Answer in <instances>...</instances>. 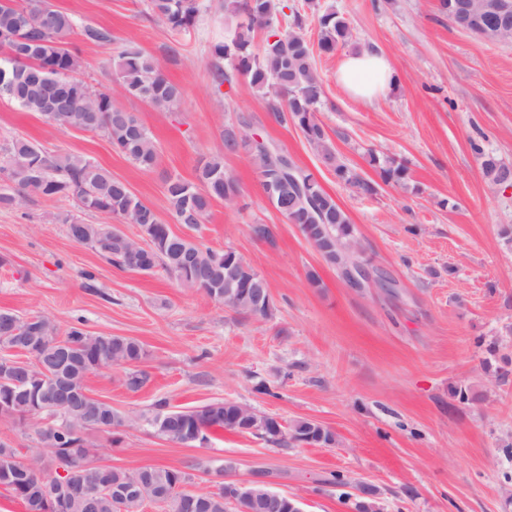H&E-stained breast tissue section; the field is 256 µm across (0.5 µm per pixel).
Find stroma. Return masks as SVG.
<instances>
[{"label":"stroma","mask_w":512,"mask_h":512,"mask_svg":"<svg viewBox=\"0 0 512 512\" xmlns=\"http://www.w3.org/2000/svg\"><path fill=\"white\" fill-rule=\"evenodd\" d=\"M184 34L147 14V0H50L79 25L107 29L108 44L71 37L79 79L112 87L118 55L135 42L179 84V108L160 112L140 100L128 108L158 148L140 169L101 133L63 129L0 101V140L20 135L59 152L97 160L133 193L167 215L168 177L193 180L200 162L220 154L238 181L236 207L215 203L198 235L230 248L269 282L271 316L241 318L164 272L117 269L73 242L61 216L71 201L34 199L0 208V309L48 315L60 329L130 336L146 351L150 378L139 391L115 368L91 375V393L141 415L109 439L91 431L98 459L135 469L161 466L194 474L193 489L214 490L216 471L233 463L237 479L265 482L294 497L302 512H350L357 484L376 487L382 512H512V376L484 369L486 346L512 355V188L489 182L485 156L512 168V42H490L453 27L439 0H318L349 19L353 37L316 54L324 85L318 117L342 161L378 184L359 196L340 182L301 132L277 123L271 98L244 79L216 85L209 50L229 29L219 0ZM318 7V8H319ZM384 53L398 83L376 102L336 81L343 54ZM247 119L263 138L313 173L348 213L365 256L400 283L398 298L347 287L299 228L268 202L245 154L224 152L226 125ZM406 164L405 185L382 183L370 153ZM268 224L272 240L251 225ZM320 287H313L310 274ZM482 392L461 403L457 388ZM233 400L282 423L309 418L334 432L332 446L277 447L260 433L214 429L203 444L177 445L146 423L157 402L169 408ZM343 472L348 485L330 484Z\"/></svg>","instance_id":"stroma-1"}]
</instances>
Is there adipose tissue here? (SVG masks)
<instances>
[{
  "label": "adipose tissue",
  "instance_id": "adipose-tissue-1",
  "mask_svg": "<svg viewBox=\"0 0 512 512\" xmlns=\"http://www.w3.org/2000/svg\"><path fill=\"white\" fill-rule=\"evenodd\" d=\"M336 79L352 96L371 102L396 83L397 71L383 53L352 51L339 61Z\"/></svg>",
  "mask_w": 512,
  "mask_h": 512
}]
</instances>
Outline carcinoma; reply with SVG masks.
I'll return each instance as SVG.
<instances>
[{
  "label": "carcinoma",
  "mask_w": 512,
  "mask_h": 512,
  "mask_svg": "<svg viewBox=\"0 0 512 512\" xmlns=\"http://www.w3.org/2000/svg\"><path fill=\"white\" fill-rule=\"evenodd\" d=\"M490 3L491 0H475L471 4L473 12H482L483 39H512V32L501 31L502 18L488 11ZM148 10L154 20L172 32L181 33L196 22L201 0H149ZM282 12L275 0H224L225 15L242 17L244 21L210 51L216 82L230 84L242 77L257 92L273 98L276 120L298 127L308 145L334 169L340 182L358 195L375 194L376 183L349 168L336 155L317 116L324 87L315 66L314 49L330 54L345 42L351 36L347 18L336 10L327 9L319 14V37L314 47L304 32V16L295 12L284 26L278 19ZM76 27L75 18L53 8L49 0H0V99L65 128L99 132L110 140L115 151L141 169L153 168L158 156L153 135L131 112L116 103V95L142 99L158 110L170 112L181 103L182 89L168 81L158 63L132 41L119 55L112 90H96L75 79L73 73L80 67V57L71 48V36ZM258 29L266 33V40L260 45L254 41ZM81 33L92 44L112 40L109 31L90 25L82 27ZM225 60L230 61L228 70L222 66ZM272 145L274 142L261 137L246 121L224 130V151L248 155L267 198L276 207L281 201L288 204V210L281 215L288 223L298 225L323 261L336 267L343 281H348L347 264L362 266L367 268L363 283L373 284L392 297L398 296V281L363 257L356 229L336 200L293 159L272 156L268 151ZM2 156L19 166V170L8 173L12 184L0 187V206L20 209L35 197L71 198L83 212L121 217L138 225L141 240L125 235L115 224H87L68 216H58L56 220L67 225L75 242L91 247L117 268L132 271L141 256L143 273L160 269L182 287L200 290L245 318L271 316L273 307L258 304L259 292H268L269 283L242 255L174 232L152 205L139 199L127 183L113 177L95 159L82 153H51L22 137L0 144ZM369 163L379 168L384 183H405L408 169L404 163L373 152L369 154ZM484 166L496 183L512 177V171L492 157L485 160ZM165 196L172 219L195 231L214 203L220 201L226 207L236 204L239 185L226 171L224 156L217 155L197 167L194 182L181 177L168 179ZM5 324L13 329L14 335L25 336L29 342L18 344L0 337V373L5 362L15 361L20 355L50 369L57 351L63 348L74 359L67 374L68 385L86 400V411L78 413L76 420L87 423L88 431L109 434L136 424L135 416L94 397L86 381L91 374L120 366L128 370L126 386L132 391L139 390L149 379L148 373L138 369L145 358L141 342L126 336L91 335L78 326L62 333L49 316L22 318L1 309L0 329ZM489 353L499 356L501 365L494 368L487 361L485 370H494L500 380L506 378L512 358L499 354L495 342L489 346ZM51 381L52 376L35 370L19 386L9 388L0 384V415L13 417L24 431L34 430L42 447L57 449L53 463L75 469V474L93 489L92 500L72 499L64 512H141L147 501H161L167 512H181L179 493L174 487L178 483L190 484L191 474L144 466L134 470L114 467L103 475L89 466L95 449L86 439L75 436L59 421L53 426L37 424L35 418L50 413L46 388ZM245 410V405L230 400L189 410H170L166 402L160 401L147 423L157 435L182 443L184 434L192 429L204 437L215 427L250 432L242 424ZM261 432L268 442L278 446L292 441L335 444V436L328 428L307 418L292 421L285 430L273 422ZM22 456L23 449L0 441V487L21 500L27 512H47L45 501L52 490L49 474L27 461L17 462ZM134 480L143 483L141 495L124 499L112 496V485ZM350 508L353 512H380L377 488L358 487ZM195 512H225L224 488L199 493Z\"/></svg>",
  "instance_id": "obj_1"
}]
</instances>
